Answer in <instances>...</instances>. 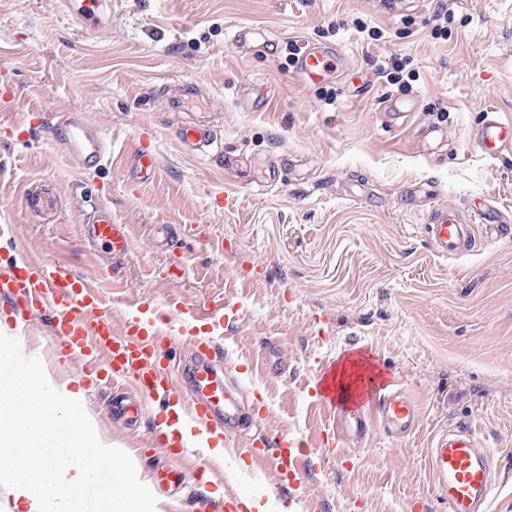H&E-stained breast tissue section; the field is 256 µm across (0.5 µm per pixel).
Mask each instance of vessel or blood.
I'll return each instance as SVG.
<instances>
[{"label":"vessel or blood","instance_id":"vessel-or-blood-1","mask_svg":"<svg viewBox=\"0 0 512 512\" xmlns=\"http://www.w3.org/2000/svg\"><path fill=\"white\" fill-rule=\"evenodd\" d=\"M61 2L85 32L100 33L111 19L109 0ZM343 61L344 54L337 46L304 41L295 59V71L307 83L318 85L335 79ZM164 107L169 112L194 109L203 112L209 104L193 86L183 83L167 91ZM44 126L84 168L97 170L105 166L111 153V140L104 127L88 119L84 112L62 110L50 122L43 114H32L27 126L15 128V137L23 139L30 129ZM177 136L193 152L203 151L214 142L211 129L201 122L182 125ZM473 136L486 154L494 156L504 148H512V123L488 116L476 126ZM155 170L156 156L147 139H140L131 180L137 183L150 178ZM426 230L440 254L455 256L472 246V225L461 223L453 210L432 211ZM83 231L89 241L112 256L123 257L131 249L130 229L113 217L110 207L98 208L84 224ZM0 293L16 306L49 316L51 355L65 353L79 357L89 371L104 365L112 381L131 385L134 401L121 409L129 419L139 418L149 401L170 407L178 405L184 416L196 424L199 433L219 434L228 441V453L238 454L239 449L231 439L251 417L242 412L216 370V347L211 337H189L193 363L189 388L184 391L170 375L160 354L158 339L163 333L160 318L149 315L141 304H132L122 329L113 330L112 305L94 286L77 278L65 264L26 254L0 263ZM232 312L229 306L203 305L189 312L187 320L214 331L223 328ZM333 370V365H321L314 388L317 400L332 413L329 433L335 440L344 435L364 436L365 417L345 413L335 393L324 390V382ZM361 391L363 403L374 410L385 434L402 436L416 428L419 409L398 386L374 385L366 380ZM248 454L255 469L272 474L282 485L297 482L308 463L305 450L282 434L263 439ZM428 461L436 487L447 500L448 512H489L496 490L491 477L492 458L470 425L458 423L435 434Z\"/></svg>","mask_w":512,"mask_h":512}]
</instances>
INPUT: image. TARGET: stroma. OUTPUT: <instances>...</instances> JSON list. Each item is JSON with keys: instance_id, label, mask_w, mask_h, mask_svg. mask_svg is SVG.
<instances>
[{"instance_id": "1", "label": "stroma", "mask_w": 512, "mask_h": 512, "mask_svg": "<svg viewBox=\"0 0 512 512\" xmlns=\"http://www.w3.org/2000/svg\"><path fill=\"white\" fill-rule=\"evenodd\" d=\"M112 0V27L81 32L58 0H0V259L36 252L67 264L112 301V323L139 299L151 307L230 305L237 312L216 344L224 381L257 409L242 442L285 432L307 450L293 487L264 488L288 512H448L427 466L434 430L468 421L496 467L495 512H512V237L457 256L432 247L424 226L448 206L471 219L489 206L512 223V152L491 158L470 134L487 113L512 121V0ZM448 10L436 32L439 7ZM253 25L276 52L241 45ZM309 39L341 48L343 80L305 85L290 45ZM401 67L391 84L380 64ZM197 86L213 107L218 160L183 151L181 115L165 111L170 78ZM412 96L393 123L384 96ZM74 108L104 125L110 162L85 171L43 129L16 140L30 114ZM157 172L128 179L140 135ZM284 179L260 182L267 166ZM45 189L53 209L22 205ZM132 229L120 262L79 230L94 203ZM183 265L178 282L169 263ZM367 344L386 379L421 409L417 430H375L330 446L329 415L309 397L318 365L354 342ZM257 362L253 374L245 365ZM79 360L59 355L49 374L85 391L100 435L125 448L147 479L168 467L151 438L167 415L145 404L130 425L112 413L108 381L84 379ZM236 470L192 476L158 489L163 512H225L209 494L250 489Z\"/></svg>"}]
</instances>
